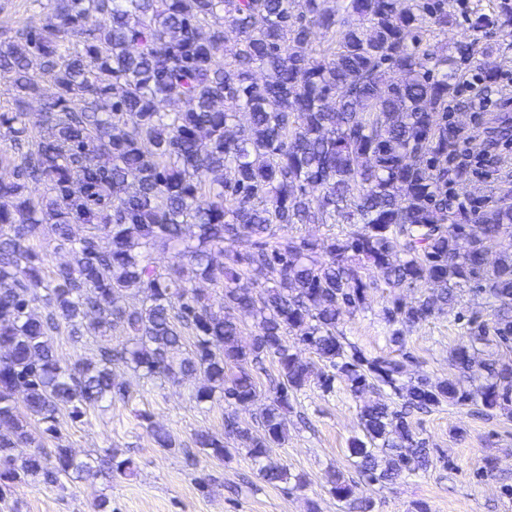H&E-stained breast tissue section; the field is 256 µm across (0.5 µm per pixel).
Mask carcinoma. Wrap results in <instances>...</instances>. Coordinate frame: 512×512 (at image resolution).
I'll return each instance as SVG.
<instances>
[{
	"mask_svg": "<svg viewBox=\"0 0 512 512\" xmlns=\"http://www.w3.org/2000/svg\"><path fill=\"white\" fill-rule=\"evenodd\" d=\"M451 20L445 0H47L0 47V85L16 91L0 113L9 143L0 154L9 168L0 174V500L31 479L63 488L135 473L107 448L77 458L60 426L65 413L78 420L125 399L119 367L151 384L198 382L191 398L224 405V433L201 430L195 446L222 459L229 437L266 483L292 490L305 481L268 461V449L286 442L295 395L313 382L329 393L340 380L359 402L348 452L371 485L432 466L417 413L448 404L512 417V363L478 348L490 337L512 345V204L467 206L453 191L477 164L506 165L495 147L512 139V121L497 119L473 158L448 121L467 75L497 87V48L485 39L512 35V0L472 8L471 34L451 52L423 47ZM227 26L238 36L229 54ZM35 64L55 92L32 128ZM39 184L46 192L35 196ZM339 222L350 226L341 236L276 234ZM497 237L506 244L488 270ZM43 241L72 254L49 277L34 249ZM368 268L394 291L428 287L384 309L401 348L463 289L494 299L490 320L468 319L467 343L450 352L457 374L408 377V356L371 357L345 342L338 325L377 287ZM198 281L220 291V304ZM243 315L255 320L247 344ZM63 329L93 341V357L62 364ZM116 330L127 339L114 346ZM187 334L195 343L185 355ZM267 360L277 383L254 432L235 409L259 397ZM371 390L389 391L396 406L364 400ZM139 417L158 447H175ZM328 483L348 512H373L343 474Z\"/></svg>",
	"mask_w": 512,
	"mask_h": 512,
	"instance_id": "obj_1",
	"label": "carcinoma"
}]
</instances>
